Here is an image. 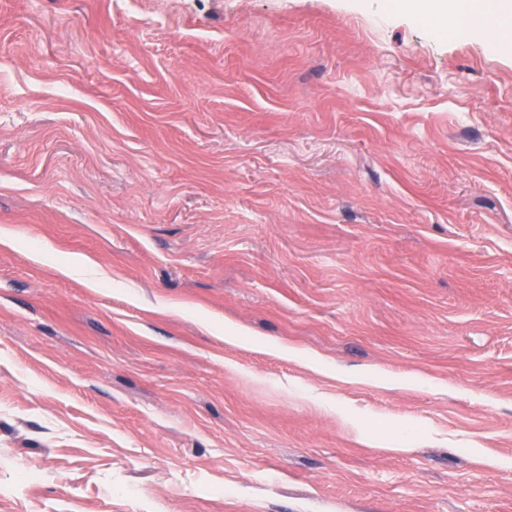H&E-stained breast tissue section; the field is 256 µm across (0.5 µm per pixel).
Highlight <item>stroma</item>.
Returning <instances> with one entry per match:
<instances>
[{
	"mask_svg": "<svg viewBox=\"0 0 512 512\" xmlns=\"http://www.w3.org/2000/svg\"><path fill=\"white\" fill-rule=\"evenodd\" d=\"M0 512H512V52L0 0Z\"/></svg>",
	"mask_w": 512,
	"mask_h": 512,
	"instance_id": "stroma-1",
	"label": "stroma"
}]
</instances>
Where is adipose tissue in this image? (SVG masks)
Returning <instances> with one entry per match:
<instances>
[{
	"label": "adipose tissue",
	"mask_w": 512,
	"mask_h": 512,
	"mask_svg": "<svg viewBox=\"0 0 512 512\" xmlns=\"http://www.w3.org/2000/svg\"><path fill=\"white\" fill-rule=\"evenodd\" d=\"M397 6L421 19L466 20L469 33L512 49V0H398Z\"/></svg>",
	"instance_id": "1"
}]
</instances>
